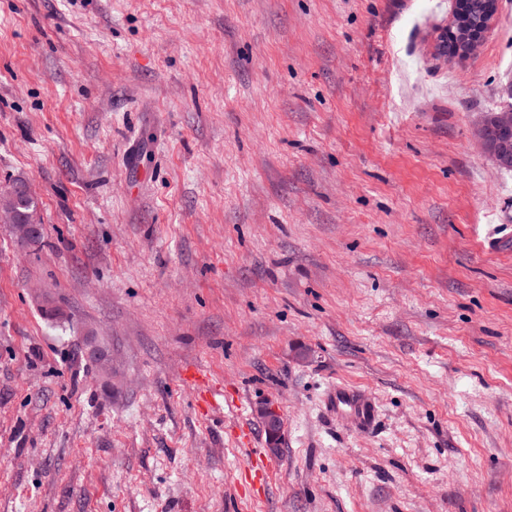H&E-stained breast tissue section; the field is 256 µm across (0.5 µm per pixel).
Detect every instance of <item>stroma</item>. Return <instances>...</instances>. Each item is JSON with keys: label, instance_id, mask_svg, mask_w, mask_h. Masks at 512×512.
<instances>
[{"label": "stroma", "instance_id": "obj_1", "mask_svg": "<svg viewBox=\"0 0 512 512\" xmlns=\"http://www.w3.org/2000/svg\"><path fill=\"white\" fill-rule=\"evenodd\" d=\"M453 6L0 0V512H512V0ZM487 0H457L456 11L464 9L468 16L477 23L483 19ZM472 21L461 12L453 15L448 24V34L454 38L451 56L469 57L475 55L480 47L481 39L471 33ZM490 128H495L500 133L510 136L512 134V108H502L497 112H492L477 124L474 134L484 147ZM16 191L11 190L7 195L0 197V219L2 222L13 224L17 238L20 241L28 239L36 224H39L37 212L29 214L25 218L18 215H25L35 210L36 205L32 197L18 194L16 199V210L14 209ZM185 379L194 386L197 399L209 406L216 404L215 393L210 384V375L202 373L196 368L186 371ZM337 411L350 412L362 428H370L374 422V406L347 388H337L333 398ZM258 417L266 434L269 451L277 453L280 449L282 436V423L278 412L271 406L266 405L259 408Z\"/></svg>", "mask_w": 512, "mask_h": 512}]
</instances>
